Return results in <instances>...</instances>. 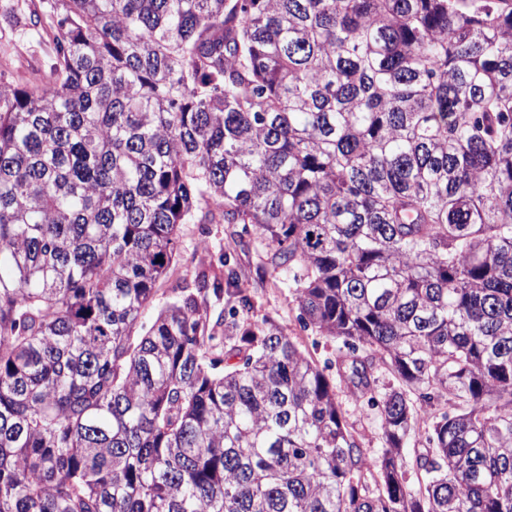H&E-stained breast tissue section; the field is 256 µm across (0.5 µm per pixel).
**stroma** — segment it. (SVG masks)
Returning <instances> with one entry per match:
<instances>
[{
  "mask_svg": "<svg viewBox=\"0 0 512 512\" xmlns=\"http://www.w3.org/2000/svg\"><path fill=\"white\" fill-rule=\"evenodd\" d=\"M34 12L42 18L35 26L29 23ZM48 16L46 0H0V73L6 78L31 84L48 78L55 57L54 30ZM222 255L227 257L228 266L219 263ZM270 256V247L261 243L255 231L236 233L228 224L182 225L177 261L161 281L155 304L144 312L143 322L151 323L158 305L178 297L179 285L193 282L202 272L210 282L224 281L227 267L232 266L240 274L241 289L252 301L253 323L273 320L318 365H333L339 340L299 325L295 286L287 276L273 271ZM339 400L346 421L360 433L366 454L378 459L383 440L377 412L359 409L345 393Z\"/></svg>",
  "mask_w": 512,
  "mask_h": 512,
  "instance_id": "obj_1",
  "label": "stroma"
}]
</instances>
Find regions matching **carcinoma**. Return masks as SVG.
<instances>
[{
	"label": "carcinoma",
	"mask_w": 512,
	"mask_h": 512,
	"mask_svg": "<svg viewBox=\"0 0 512 512\" xmlns=\"http://www.w3.org/2000/svg\"><path fill=\"white\" fill-rule=\"evenodd\" d=\"M50 9L0 81V512H512V0ZM182 224L272 246L377 471L276 323L204 278L140 322ZM339 401L346 421L360 433L366 454L371 460H377L383 448L377 411L367 407L360 411L354 400L342 391L339 393ZM448 405H437L433 407V409L429 410V418L426 417L424 420H421L418 427V434L415 438H412L409 443L406 445V447L403 450V453L406 458L407 466H406V482L409 487H414L417 480H416V473L412 467V459L418 451H423L425 446V429L430 425L432 416L440 414L441 412L445 411Z\"/></svg>",
	"instance_id": "carcinoma-1"
}]
</instances>
